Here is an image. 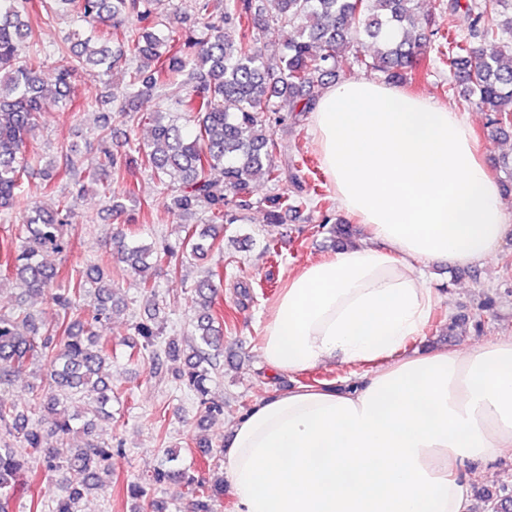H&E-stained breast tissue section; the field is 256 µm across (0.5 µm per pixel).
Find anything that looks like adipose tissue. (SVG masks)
<instances>
[{"mask_svg":"<svg viewBox=\"0 0 512 512\" xmlns=\"http://www.w3.org/2000/svg\"><path fill=\"white\" fill-rule=\"evenodd\" d=\"M312 131L361 246L304 265L265 320L274 373L358 367L344 389L302 385L257 400L224 444L234 512H475L463 471L512 450V336L463 351L410 346L439 295L421 261L495 256L499 190L464 115L367 78L329 87Z\"/></svg>","mask_w":512,"mask_h":512,"instance_id":"ef3b65f1","label":"adipose tissue"}]
</instances>
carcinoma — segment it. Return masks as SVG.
<instances>
[{"instance_id": "obj_1", "label": "carcinoma", "mask_w": 512, "mask_h": 512, "mask_svg": "<svg viewBox=\"0 0 512 512\" xmlns=\"http://www.w3.org/2000/svg\"><path fill=\"white\" fill-rule=\"evenodd\" d=\"M172 0H52L84 22L57 47L60 58L55 83L40 77V15L33 0H0V209L11 208L23 192L31 167L27 143L40 113L65 107L72 79L84 71L101 77L123 71L124 84L112 93L118 114L140 120L135 102L161 95L172 81L187 87L180 110L192 125L178 123L157 109L146 115L151 139L128 140L122 153L112 151L108 135L100 138L101 160L87 173L91 183L104 182L114 213L134 210L135 184L126 176L151 173L165 193V203L180 217L201 216L183 224L185 235L160 248L113 238L117 258L139 276L148 294V314L135 323V335L147 350L162 344L166 358H185L187 368L173 373L176 383L195 392L205 416L224 414V404L209 399V384L224 365V315L216 310L224 271L211 268L197 280L191 297V335L185 351L176 337L162 339L152 277L181 254L202 259L220 246L224 225L236 224L252 209V185L262 179L283 185L269 199L267 220L280 224L283 215L298 213L312 197L298 167L288 173L274 163L280 145L272 122L289 112L299 120L313 110L321 89L340 76L343 64H361L396 82L421 77L431 54L449 60L453 80L448 93L462 96L487 115L495 134L512 128V0H449L448 10L471 18L470 34L457 39L433 28L416 0H195L198 22L182 30L159 28L157 10ZM283 34L281 48L267 54L262 36L271 28ZM77 160L64 153V163L46 162L42 190L76 171ZM122 183L112 189V181ZM71 201L62 197L49 211L38 203L15 225L11 246L0 251V273L13 279L31 297H48L62 312V321L48 327L35 311L0 312V387L44 363L43 384L29 387V412L0 401V512H13L32 483L66 469L83 475L79 483L63 482L48 504L30 499L29 512H82L89 495L108 494L112 486V446L91 438L63 456L44 445V425L64 441L92 434L94 419L112 402V384L103 377L112 350L99 341L94 325L112 318L119 307L112 279L96 267L75 270L68 287L55 288L59 269L51 257L69 249L64 226ZM319 228L333 242L348 241L347 224H333L323 213ZM93 310L83 309L87 294ZM97 393L88 403L87 419L70 412L69 400ZM37 416L31 421L29 415ZM176 483L192 498L193 512H211L210 502L224 494V480H208L179 455L166 453L144 483L127 485L139 502L138 512H168V502L148 496L147 486Z\"/></svg>"}]
</instances>
